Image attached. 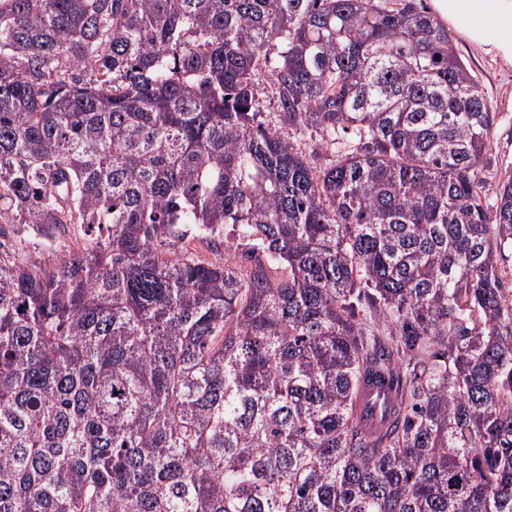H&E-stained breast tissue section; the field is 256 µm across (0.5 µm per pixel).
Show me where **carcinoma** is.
<instances>
[{"instance_id":"cac0c4a2","label":"carcinoma","mask_w":512,"mask_h":512,"mask_svg":"<svg viewBox=\"0 0 512 512\" xmlns=\"http://www.w3.org/2000/svg\"><path fill=\"white\" fill-rule=\"evenodd\" d=\"M495 118L416 0H0V512H512ZM290 136V141L293 142L296 148L307 154L314 166L323 167L333 158L330 153L327 154L320 148L316 135L310 136L308 133L295 134L290 132ZM49 237L41 234L26 233L24 257L43 267L53 266L58 258L68 250H79L84 245V235L77 227L69 226L65 234ZM180 250L188 252L197 258L214 263H224V246L216 249L210 240L200 239L195 236L188 237L179 245Z\"/></svg>"}]
</instances>
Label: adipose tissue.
<instances>
[{"mask_svg": "<svg viewBox=\"0 0 512 512\" xmlns=\"http://www.w3.org/2000/svg\"><path fill=\"white\" fill-rule=\"evenodd\" d=\"M433 5L468 40L512 63V0H433Z\"/></svg>", "mask_w": 512, "mask_h": 512, "instance_id": "obj_1", "label": "adipose tissue"}]
</instances>
